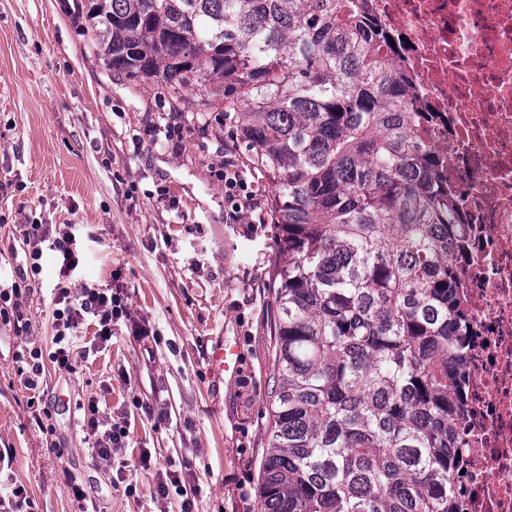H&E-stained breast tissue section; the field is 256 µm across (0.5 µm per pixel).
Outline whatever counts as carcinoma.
<instances>
[{"label":"carcinoma","mask_w":512,"mask_h":512,"mask_svg":"<svg viewBox=\"0 0 512 512\" xmlns=\"http://www.w3.org/2000/svg\"><path fill=\"white\" fill-rule=\"evenodd\" d=\"M115 74L222 114L272 179L263 512H460L463 220L366 0H75ZM202 86L206 98L186 89Z\"/></svg>","instance_id":"carcinoma-1"}]
</instances>
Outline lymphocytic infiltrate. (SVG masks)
<instances>
[{
  "label": "lymphocytic infiltrate",
  "mask_w": 512,
  "mask_h": 512,
  "mask_svg": "<svg viewBox=\"0 0 512 512\" xmlns=\"http://www.w3.org/2000/svg\"><path fill=\"white\" fill-rule=\"evenodd\" d=\"M76 238L69 231H52L46 224H34L26 231L24 244L29 256L31 275H40L42 265L40 259L44 250L57 253L63 278L54 294L55 306L53 343L54 352L44 355L41 348H25L17 353L16 359L21 365L26 389L34 390L39 385L43 374L44 360H51L58 369L73 372L74 358L72 338L77 335L81 326L89 325L94 329L91 351H98L112 338V325L122 317L127 316L128 310L123 291L117 286L74 288L69 286L65 278L78 265L75 253ZM83 426L88 438L92 440L94 457L108 460L114 453L127 446L128 432L119 424L101 416L96 403H88L84 409Z\"/></svg>",
  "instance_id": "lymphocytic-infiltrate-1"
}]
</instances>
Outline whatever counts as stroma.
Segmentation results:
<instances>
[{
    "label": "stroma",
    "instance_id": "stroma-1",
    "mask_svg": "<svg viewBox=\"0 0 512 512\" xmlns=\"http://www.w3.org/2000/svg\"><path fill=\"white\" fill-rule=\"evenodd\" d=\"M72 5L0 0V285L25 263V225L69 224L79 252L71 283L118 277L131 318L75 372L47 364L37 407L51 411V429L40 430L13 354L53 350L58 266L45 252L22 301L27 330L0 322V448L12 449L33 512H75L70 473L99 512H179L185 488L192 512H261L276 314L269 179L219 113L171 111L164 89L113 76ZM228 150L250 200L238 211L219 178ZM135 323L151 330L148 343L132 336ZM221 340L240 346L235 377L208 368ZM91 399L129 425L128 448L108 462L84 440L80 407ZM170 465L180 481L161 497Z\"/></svg>",
    "mask_w": 512,
    "mask_h": 512
}]
</instances>
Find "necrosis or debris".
Returning a JSON list of instances; mask_svg holds the SVG:
<instances>
[{
	"instance_id": "4bbe7bcc",
	"label": "necrosis or debris",
	"mask_w": 512,
	"mask_h": 512,
	"mask_svg": "<svg viewBox=\"0 0 512 512\" xmlns=\"http://www.w3.org/2000/svg\"><path fill=\"white\" fill-rule=\"evenodd\" d=\"M407 46L398 63L439 116L441 175L467 213L460 291L473 336L460 424L463 512H512V0H369Z\"/></svg>"
}]
</instances>
